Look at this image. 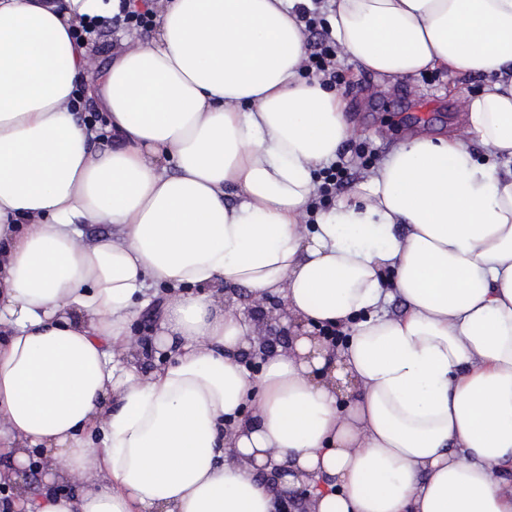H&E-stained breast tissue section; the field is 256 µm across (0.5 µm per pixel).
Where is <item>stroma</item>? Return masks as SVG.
<instances>
[{
    "mask_svg": "<svg viewBox=\"0 0 512 512\" xmlns=\"http://www.w3.org/2000/svg\"><path fill=\"white\" fill-rule=\"evenodd\" d=\"M336 66L346 76V86L337 87L336 92L348 104L352 128L340 153L354 159L371 152L379 163L407 135L461 131L460 98L477 93L486 84L484 77L443 69L389 80L344 56L337 57Z\"/></svg>",
    "mask_w": 512,
    "mask_h": 512,
    "instance_id": "1",
    "label": "stroma"
}]
</instances>
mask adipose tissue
Instances as JSON below:
<instances>
[{"instance_id": "adipose-tissue-1", "label": "adipose tissue", "mask_w": 512, "mask_h": 512, "mask_svg": "<svg viewBox=\"0 0 512 512\" xmlns=\"http://www.w3.org/2000/svg\"><path fill=\"white\" fill-rule=\"evenodd\" d=\"M119 4L0 0L14 512H283L302 486L308 512H512V170L469 148L512 162V0H330L363 68L490 83L463 134L399 142L317 211L315 172L351 127L302 75L312 0H159L154 38L102 66L72 31ZM81 94L104 127L77 118ZM159 284L169 357L144 374L131 324ZM275 297L300 333L253 374L241 353Z\"/></svg>"}]
</instances>
